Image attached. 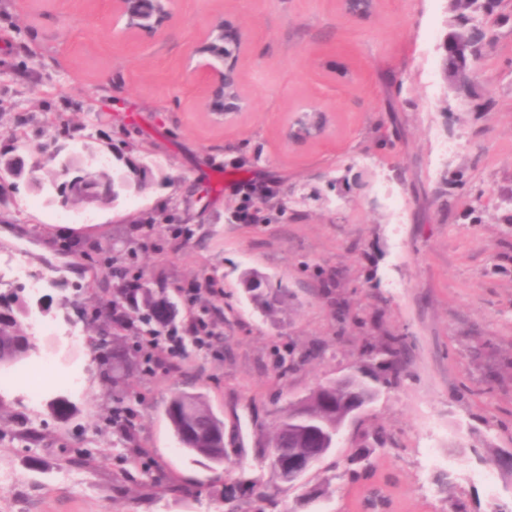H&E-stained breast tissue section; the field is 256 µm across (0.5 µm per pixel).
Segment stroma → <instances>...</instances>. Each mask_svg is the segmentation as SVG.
<instances>
[{
	"label": "stroma",
	"instance_id": "1",
	"mask_svg": "<svg viewBox=\"0 0 512 512\" xmlns=\"http://www.w3.org/2000/svg\"><path fill=\"white\" fill-rule=\"evenodd\" d=\"M473 17L493 38L458 91L444 70L445 41L464 31L452 0H375L364 15L343 0H177L162 34L133 38L108 0H0V156L18 161L0 177V247H23L48 279L1 288L0 301L24 333L35 317L83 327L70 343L32 337L26 361L0 369L24 385L50 356L81 379L34 411L0 393V512H364L373 491L385 512H512V0ZM217 19L247 38L248 108L226 125L206 112L198 72ZM309 116L317 135L287 137ZM455 138L440 158L437 142ZM73 154L101 186L118 166L152 178L113 205L64 206L59 161ZM236 178L259 192L234 193ZM129 251L174 303L173 326L201 317L219 336L122 383L146 468L109 424L99 362L112 354L99 259ZM250 271L279 293L275 312L245 293ZM391 336L410 347L399 379L300 484L275 485L256 453L276 412L351 371L387 376L370 350ZM181 392L223 420L229 463L181 447L166 412ZM377 432L384 445L351 480ZM428 448L451 463L426 467ZM485 469L496 495L476 477ZM238 479L274 505L216 499Z\"/></svg>",
	"mask_w": 512,
	"mask_h": 512
}]
</instances>
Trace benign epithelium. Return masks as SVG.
<instances>
[{
	"label": "benign epithelium",
	"instance_id": "benign-epithelium-1",
	"mask_svg": "<svg viewBox=\"0 0 512 512\" xmlns=\"http://www.w3.org/2000/svg\"><path fill=\"white\" fill-rule=\"evenodd\" d=\"M176 0H112V14L123 22V32L137 34L145 30L142 23L144 14L151 15V31L162 32L174 17ZM488 38L483 28H475L471 41L461 40L456 43V51L460 54L472 55L478 42ZM229 43L234 46L233 54L224 55L222 66L207 64L201 75L204 90L206 111L217 121L227 122L244 110L245 97L241 92L242 74L239 66L241 51L244 50L246 38L242 32L224 23H212L205 40L198 52L213 56L218 43ZM97 187L90 176H82L58 187L61 203L69 202L74 194L86 195L89 190ZM316 463L317 456L304 459L300 456L288 460V468L293 470L294 481H299Z\"/></svg>",
	"mask_w": 512,
	"mask_h": 512
}]
</instances>
